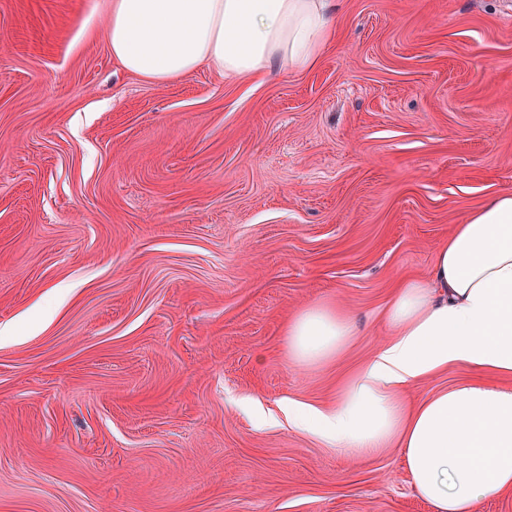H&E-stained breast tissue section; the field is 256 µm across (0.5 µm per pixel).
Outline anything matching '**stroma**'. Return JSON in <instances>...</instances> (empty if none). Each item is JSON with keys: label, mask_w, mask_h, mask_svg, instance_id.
<instances>
[{"label": "stroma", "mask_w": 512, "mask_h": 512, "mask_svg": "<svg viewBox=\"0 0 512 512\" xmlns=\"http://www.w3.org/2000/svg\"><path fill=\"white\" fill-rule=\"evenodd\" d=\"M112 0H0V512H433L403 453L288 422L403 276L512 194V0H341L312 69L166 83ZM330 302L341 354L288 357ZM288 356L309 366L337 355L352 336L350 320L328 305L303 309L286 329Z\"/></svg>", "instance_id": "obj_1"}]
</instances>
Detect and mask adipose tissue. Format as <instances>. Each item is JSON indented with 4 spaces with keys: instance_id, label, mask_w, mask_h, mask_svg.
<instances>
[{
    "instance_id": "adipose-tissue-1",
    "label": "adipose tissue",
    "mask_w": 512,
    "mask_h": 512,
    "mask_svg": "<svg viewBox=\"0 0 512 512\" xmlns=\"http://www.w3.org/2000/svg\"><path fill=\"white\" fill-rule=\"evenodd\" d=\"M331 0H112L106 41L138 77L164 83L206 65L264 79L285 64L315 66L335 31ZM392 330L335 408L299 406V428L365 454L397 443L417 494L434 512H473L512 490V389L453 385L413 406L402 393L451 364L512 376V194L455 225L429 278L400 279L385 310ZM349 319L327 305L288 323V355L309 366L337 355Z\"/></svg>"
}]
</instances>
